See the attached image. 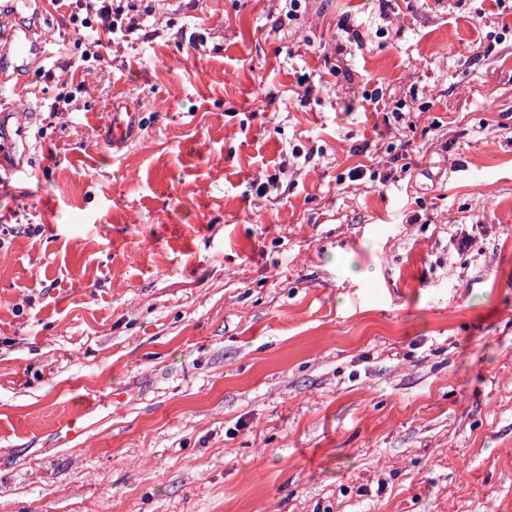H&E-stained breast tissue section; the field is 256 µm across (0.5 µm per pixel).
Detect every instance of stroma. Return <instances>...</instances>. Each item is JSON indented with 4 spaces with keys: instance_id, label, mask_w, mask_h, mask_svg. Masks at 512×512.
Segmentation results:
<instances>
[{
    "instance_id": "35a3bbf8",
    "label": "stroma",
    "mask_w": 512,
    "mask_h": 512,
    "mask_svg": "<svg viewBox=\"0 0 512 512\" xmlns=\"http://www.w3.org/2000/svg\"><path fill=\"white\" fill-rule=\"evenodd\" d=\"M288 10L157 7L55 116L79 51L35 18L55 79H23L0 191L10 512H512V0ZM141 109L138 101L119 98L112 102L108 112L106 129L112 140V148L126 140L140 125Z\"/></svg>"
}]
</instances>
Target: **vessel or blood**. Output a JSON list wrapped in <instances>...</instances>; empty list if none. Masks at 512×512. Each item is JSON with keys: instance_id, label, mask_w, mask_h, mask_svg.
<instances>
[{"instance_id": "1", "label": "vessel or blood", "mask_w": 512, "mask_h": 512, "mask_svg": "<svg viewBox=\"0 0 512 512\" xmlns=\"http://www.w3.org/2000/svg\"><path fill=\"white\" fill-rule=\"evenodd\" d=\"M53 7L52 0H0V81L31 70L45 60L44 47L32 29L11 26L10 21L20 12L32 9L45 13ZM138 102L120 98L112 103L106 129L113 145H120L140 125Z\"/></svg>"}]
</instances>
